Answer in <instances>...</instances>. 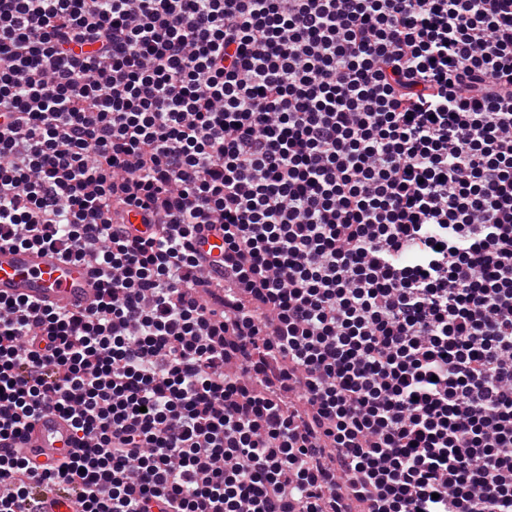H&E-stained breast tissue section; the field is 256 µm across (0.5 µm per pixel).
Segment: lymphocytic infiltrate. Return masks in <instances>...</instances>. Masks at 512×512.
<instances>
[{"mask_svg":"<svg viewBox=\"0 0 512 512\" xmlns=\"http://www.w3.org/2000/svg\"><path fill=\"white\" fill-rule=\"evenodd\" d=\"M0 243V512H512V0H0ZM94 263L63 262L47 248L0 244V297L41 307L91 306L98 298ZM17 452L38 466H46L75 448L70 423L52 410H44L24 432Z\"/></svg>","mask_w":512,"mask_h":512,"instance_id":"1","label":"lymphocytic infiltrate"}]
</instances>
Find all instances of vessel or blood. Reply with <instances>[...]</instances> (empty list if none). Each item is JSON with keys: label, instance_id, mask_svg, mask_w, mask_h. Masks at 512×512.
I'll use <instances>...</instances> for the list:
<instances>
[{"label": "vessel or blood", "instance_id": "vessel-or-blood-1", "mask_svg": "<svg viewBox=\"0 0 512 512\" xmlns=\"http://www.w3.org/2000/svg\"><path fill=\"white\" fill-rule=\"evenodd\" d=\"M94 265L67 263L47 248H19L0 244V297L21 298L42 307L91 306L98 298ZM69 422L44 410L18 443L20 456L46 466L73 449Z\"/></svg>", "mask_w": 512, "mask_h": 512}]
</instances>
